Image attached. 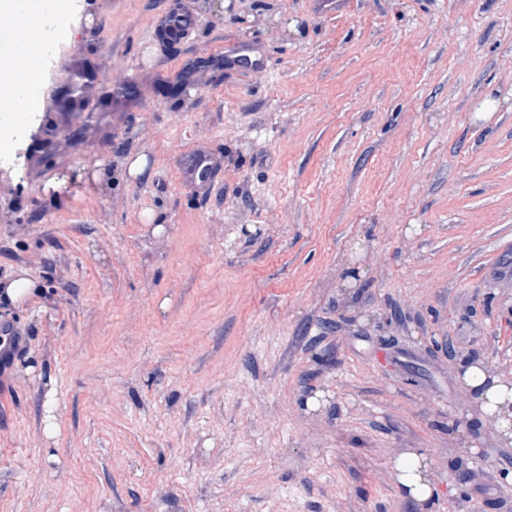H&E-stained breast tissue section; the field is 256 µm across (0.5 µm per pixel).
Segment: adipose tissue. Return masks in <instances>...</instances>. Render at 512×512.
I'll return each mask as SVG.
<instances>
[{
  "instance_id": "obj_1",
  "label": "adipose tissue",
  "mask_w": 512,
  "mask_h": 512,
  "mask_svg": "<svg viewBox=\"0 0 512 512\" xmlns=\"http://www.w3.org/2000/svg\"><path fill=\"white\" fill-rule=\"evenodd\" d=\"M0 8L13 14L10 26L0 30V40L13 48L9 56L0 57V113L7 115L27 104L39 85L34 49L40 41L37 21L44 12L45 0H0ZM459 369L462 382L480 402L484 415H498V424L506 431V443L512 446V391L502 383H489L487 374L471 362L460 361ZM395 469L400 490L414 501L419 512H433L438 489L429 480L425 454H403L396 459Z\"/></svg>"
}]
</instances>
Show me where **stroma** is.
Segmentation results:
<instances>
[{"mask_svg": "<svg viewBox=\"0 0 512 512\" xmlns=\"http://www.w3.org/2000/svg\"><path fill=\"white\" fill-rule=\"evenodd\" d=\"M171 5L38 21L0 151V284H38L0 304V512H417V448L435 512H512L458 374L512 367V0H202L164 48ZM199 58L224 67L154 93ZM77 61L84 132L46 147ZM5 300L12 305H20L24 303L32 294L36 292V282L28 276L24 271L13 280H11L5 287ZM0 373L1 369L10 365L14 358V351L18 342L19 333L14 328V325L9 321L0 322ZM10 336V340L6 346H3V337ZM429 462L424 453L409 452L395 459L399 489L414 501L419 512H433L438 489L429 480Z\"/></svg>", "mask_w": 512, "mask_h": 512, "instance_id": "obj_1", "label": "stroma"}]
</instances>
